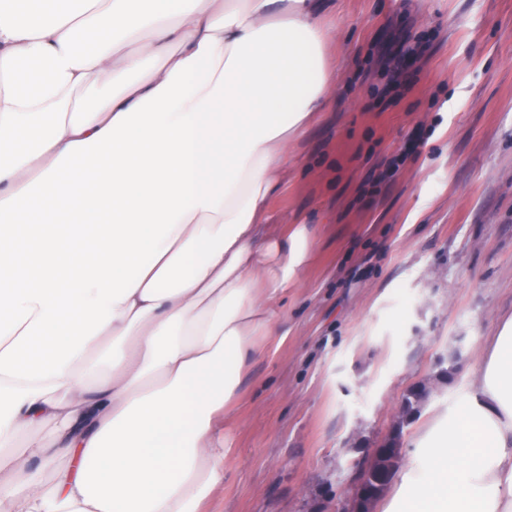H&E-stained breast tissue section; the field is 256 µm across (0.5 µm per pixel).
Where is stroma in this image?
<instances>
[{"label":"stroma","instance_id":"1","mask_svg":"<svg viewBox=\"0 0 512 512\" xmlns=\"http://www.w3.org/2000/svg\"><path fill=\"white\" fill-rule=\"evenodd\" d=\"M324 23L339 77L272 202L306 226L309 258L272 301L210 512H343L354 460L428 379L398 469L422 479L480 337L512 315V0H339ZM407 40L422 50L396 82L385 61Z\"/></svg>","mask_w":512,"mask_h":512}]
</instances>
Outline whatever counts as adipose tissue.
Instances as JSON below:
<instances>
[{
    "label": "adipose tissue",
    "mask_w": 512,
    "mask_h": 512,
    "mask_svg": "<svg viewBox=\"0 0 512 512\" xmlns=\"http://www.w3.org/2000/svg\"><path fill=\"white\" fill-rule=\"evenodd\" d=\"M330 7L0 0V512H204L309 253L272 200L336 82ZM481 351L386 512H512V316Z\"/></svg>",
    "instance_id": "obj_1"
}]
</instances>
